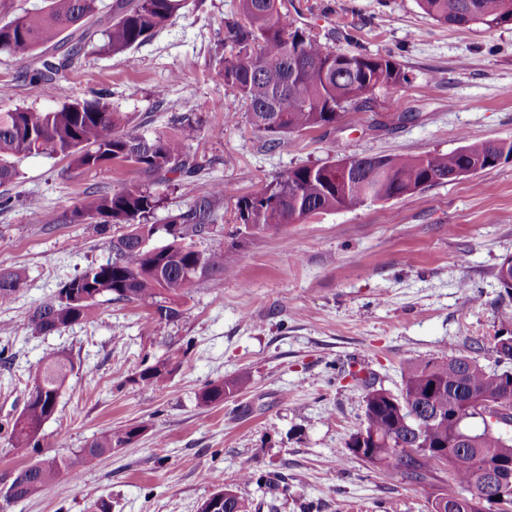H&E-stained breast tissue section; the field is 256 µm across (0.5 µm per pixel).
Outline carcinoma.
<instances>
[{
  "mask_svg": "<svg viewBox=\"0 0 512 512\" xmlns=\"http://www.w3.org/2000/svg\"><path fill=\"white\" fill-rule=\"evenodd\" d=\"M100 0H45L0 26V53L34 61L43 48L68 29L94 18ZM187 0H114L112 24L82 34L57 60H44L29 79L51 91L75 62L92 54L126 55L163 28ZM422 11L441 24L481 25L493 29L512 24V0H417ZM224 48L215 58L218 74L247 107L251 125L267 137L269 147L295 132L332 127L347 107L375 90L397 91L408 72L393 56L340 52L299 27L284 0H238L236 13L224 20ZM132 117L100 100H74L55 110L15 108L0 112V186L18 176L17 164L37 155L61 156L77 177L107 164L129 165L147 180L112 193L87 191L64 220L120 224L125 232L112 239V257L62 284L54 300L29 310L26 326L44 336L92 319L105 301L140 303L154 308L148 319L156 332L182 315L183 299L196 282L241 272L238 245L215 241L199 250L196 240L210 234L217 203L228 189L214 185L186 211L161 226L148 223L159 208L155 185L181 181L200 168L188 138L199 121L185 103L174 134L146 136L128 129ZM512 157V142L467 143L450 152L416 157H350V176L336 182V161L292 168L271 182H261L237 201V221L253 233L280 231L326 212L355 209L371 200L389 201L418 187L447 183L461 170L495 167ZM23 283L19 270H0V301L12 298ZM498 366L478 359H417L402 374L397 393L365 383L364 418L346 442L344 457L374 467L397 469L421 485L444 471L456 486L440 494L430 512H486L489 501L482 466L512 474V437L494 426L472 428L487 403L508 408L502 420L512 423V344L494 345ZM73 362L50 353L29 371L30 389L15 419L8 444L22 457L39 453L42 429L57 411ZM169 364L158 361L140 370L132 382L143 387L162 383ZM243 381L213 383L199 396L210 406L241 388ZM458 414V423L448 414ZM472 440L457 443L459 431ZM139 426L106 428L71 456L35 460L17 470V479L0 497V512L36 494L51 493L61 478H74L114 448H124L140 434ZM363 449L357 455L354 449Z\"/></svg>",
  "mask_w": 512,
  "mask_h": 512,
  "instance_id": "cac0c4a2",
  "label": "carcinoma"
}]
</instances>
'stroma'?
Segmentation results:
<instances>
[{
    "label": "stroma",
    "instance_id": "obj_1",
    "mask_svg": "<svg viewBox=\"0 0 512 512\" xmlns=\"http://www.w3.org/2000/svg\"><path fill=\"white\" fill-rule=\"evenodd\" d=\"M303 27L340 51L352 32L364 51L392 54L409 73L396 93L376 91L328 130H309L266 149L237 93L217 75L215 50L237 0H188L130 55L81 59L53 92L0 54V110H49L105 98L132 113L145 134L165 131L193 102L202 130L192 147L206 165L162 189L151 217L165 223L214 184L227 186L214 233L232 235L235 203L288 169L348 155L418 156L477 141L512 142V25L441 24L416 0H288ZM68 162L33 156L0 186V269L24 283L0 303V474L25 466L8 447L28 394V373L46 354L75 369L43 428L40 457L83 447L107 427L142 434L104 455L78 481L8 512H198L214 491L208 474L235 487L249 512H429L451 483L414 485L397 471L343 459L364 411L365 382L397 391L419 358L478 357L512 313L497 268L512 255V161L387 202L319 215L280 232L242 238L245 276L232 273L189 291L182 316L154 335L148 309L107 302L98 317L31 336L27 312L61 284L105 262L120 227L63 224L85 189L113 192L140 182L108 165L74 179ZM37 209H30V201ZM174 368L156 388L133 384L144 367ZM246 380L224 402L200 406L209 384Z\"/></svg>",
    "mask_w": 512,
    "mask_h": 512
}]
</instances>
